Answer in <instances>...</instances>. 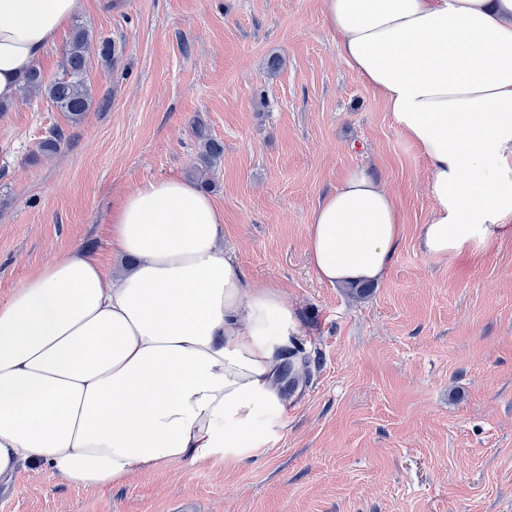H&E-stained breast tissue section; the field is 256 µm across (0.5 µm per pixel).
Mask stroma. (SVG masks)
I'll list each match as a JSON object with an SVG mask.
<instances>
[{"mask_svg": "<svg viewBox=\"0 0 512 512\" xmlns=\"http://www.w3.org/2000/svg\"><path fill=\"white\" fill-rule=\"evenodd\" d=\"M78 19L120 56L108 69L90 51L79 125L42 97L0 114V297L78 245L123 270L112 210L143 181H197L198 119L224 145L209 174L224 249L246 281L284 288L308 365L285 372L263 452L102 489L24 467L0 512H512V241L423 251L428 161L341 56L322 0H85ZM57 126L69 140L39 154ZM360 169L399 199L404 232L383 280L332 286L309 217Z\"/></svg>", "mask_w": 512, "mask_h": 512, "instance_id": "obj_1", "label": "stroma"}]
</instances>
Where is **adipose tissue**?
Returning a JSON list of instances; mask_svg holds the SVG:
<instances>
[{"label": "adipose tissue", "mask_w": 512, "mask_h": 512, "mask_svg": "<svg viewBox=\"0 0 512 512\" xmlns=\"http://www.w3.org/2000/svg\"><path fill=\"white\" fill-rule=\"evenodd\" d=\"M347 63L429 163L421 246L468 258L512 240V0H322ZM84 0H0V101L17 98ZM120 273L75 247L0 298V477L41 465L103 488L172 463L265 447L288 402L299 333L278 285L224 257V212L180 177L113 211ZM400 205L351 172L313 211L308 244L332 285L385 278Z\"/></svg>", "instance_id": "adipose-tissue-1"}]
</instances>
